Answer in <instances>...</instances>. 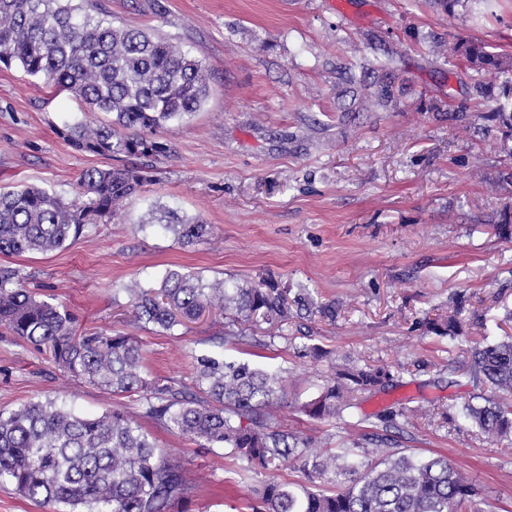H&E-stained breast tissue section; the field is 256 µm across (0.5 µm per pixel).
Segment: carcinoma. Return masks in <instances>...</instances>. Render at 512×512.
I'll list each match as a JSON object with an SVG mask.
<instances>
[{"instance_id":"1","label":"carcinoma","mask_w":512,"mask_h":512,"mask_svg":"<svg viewBox=\"0 0 512 512\" xmlns=\"http://www.w3.org/2000/svg\"><path fill=\"white\" fill-rule=\"evenodd\" d=\"M448 57L464 63L466 95L445 109L430 104L439 120L493 135L505 161L499 181L512 186V56L493 52L479 39H460ZM0 64L15 65L35 79L67 91L112 119L99 125L65 122L56 133L75 150L97 156H151L165 152L158 132L182 124L204 105L208 74L191 53L153 30L116 25L98 0H0ZM344 94L382 106L397 104L406 88L393 59L347 73ZM147 181L144 168L93 167L73 200L37 186L0 192V254L22 255L63 248L118 215L125 200ZM165 223L183 244L204 243L212 229L198 216L165 211L147 223ZM489 230L512 239V202L488 220ZM27 276L0 267V328L48 354L65 374L105 393L135 395L145 416L199 443L226 448L244 473L269 478L255 489L254 512H482L481 491L442 455L421 457L385 435H360L338 453L323 455L311 441L281 430L277 410L287 394L283 379L248 362L201 355L194 391L147 377L138 339L120 331L82 334L63 304L38 298ZM136 324L170 334L209 309L232 325L288 320L291 306L336 318V303L319 302L303 289L289 296L272 280L227 287L199 273L168 269L157 286L134 281L123 288ZM485 314L455 301L448 315L425 327L454 339ZM469 376L475 393L461 405L436 412L448 421L457 409L477 434L491 442L512 438V335L471 350ZM384 367L349 365L336 370L317 397L303 405L316 419H332L358 394L389 386ZM491 389L486 394L485 389ZM296 465L302 481L273 473ZM0 482L23 497L66 512H169L181 498V468L143 427L109 410L89 417L55 398L30 401L0 413Z\"/></svg>"}]
</instances>
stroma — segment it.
<instances>
[{
    "mask_svg": "<svg viewBox=\"0 0 512 512\" xmlns=\"http://www.w3.org/2000/svg\"><path fill=\"white\" fill-rule=\"evenodd\" d=\"M115 23L155 29L208 68L209 97L187 123L158 133L167 153L144 159L152 176L121 218L47 254L1 256L29 286L53 288L80 327L123 331L144 349L150 376L191 386L194 359L217 354L278 372L288 387L282 429L334 451L365 432L376 414L410 408L391 435L398 447L438 454L473 478L484 512H512V444L490 445L463 418L421 419L422 409L463 402L471 347L499 340L512 307V241L482 220L512 194L494 187L492 141L436 120L426 103L446 84L436 34L478 37L512 54V7L486 16L460 0L453 16L428 0H100ZM399 54L411 79L405 105L349 111L346 71ZM98 124L70 94L0 65V188L39 186L72 197L82 173L129 157L73 150L56 133L72 119ZM163 205L201 216L208 243L184 246L148 211ZM169 268L243 284L268 277L336 303V318L291 316L275 337L225 338V320L203 316L164 336L133 323L122 284L150 286ZM498 298L467 338L424 332L455 296L479 305ZM322 358L301 357L302 345ZM388 366L387 391L359 395L339 420L302 409L333 367ZM45 397L85 415L118 409L139 423L181 467L182 500L171 512H252V489L221 448H202L144 416L132 397L109 395L67 376L45 354L0 333V411Z\"/></svg>",
    "mask_w": 512,
    "mask_h": 512,
    "instance_id": "obj_1",
    "label": "stroma"
}]
</instances>
